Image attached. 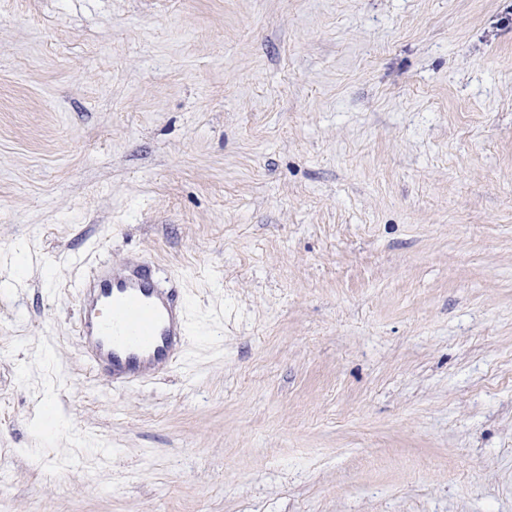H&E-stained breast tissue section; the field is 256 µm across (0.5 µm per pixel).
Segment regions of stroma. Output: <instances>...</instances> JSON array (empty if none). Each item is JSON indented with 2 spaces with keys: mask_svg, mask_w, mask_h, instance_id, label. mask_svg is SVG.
Segmentation results:
<instances>
[{
  "mask_svg": "<svg viewBox=\"0 0 512 512\" xmlns=\"http://www.w3.org/2000/svg\"><path fill=\"white\" fill-rule=\"evenodd\" d=\"M0 512H512V0H0ZM75 288L77 332L92 368L118 386L172 370L190 328L177 289L156 277L150 260L130 255L101 265Z\"/></svg>",
  "mask_w": 512,
  "mask_h": 512,
  "instance_id": "stroma-1",
  "label": "stroma"
}]
</instances>
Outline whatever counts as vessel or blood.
Returning a JSON list of instances; mask_svg holds the SVG:
<instances>
[{"mask_svg": "<svg viewBox=\"0 0 512 512\" xmlns=\"http://www.w3.org/2000/svg\"><path fill=\"white\" fill-rule=\"evenodd\" d=\"M77 332L91 367L128 386L174 367L190 334L176 288L139 255L99 266L77 285Z\"/></svg>", "mask_w": 512, "mask_h": 512, "instance_id": "1", "label": "vessel or blood"}]
</instances>
